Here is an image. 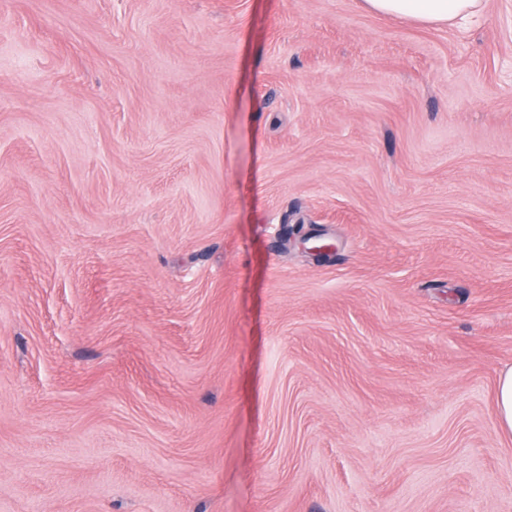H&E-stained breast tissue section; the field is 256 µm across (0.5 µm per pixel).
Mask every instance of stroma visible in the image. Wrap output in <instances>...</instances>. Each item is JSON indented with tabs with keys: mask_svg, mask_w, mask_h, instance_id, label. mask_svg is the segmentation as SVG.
Masks as SVG:
<instances>
[{
	"mask_svg": "<svg viewBox=\"0 0 512 512\" xmlns=\"http://www.w3.org/2000/svg\"><path fill=\"white\" fill-rule=\"evenodd\" d=\"M511 65L512 0H0V512H512ZM374 15L426 26L457 25L482 12L484 0H362ZM495 413L501 434L512 439V367L497 378Z\"/></svg>",
	"mask_w": 512,
	"mask_h": 512,
	"instance_id": "stroma-1",
	"label": "stroma"
}]
</instances>
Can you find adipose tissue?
Returning a JSON list of instances; mask_svg holds the SVG:
<instances>
[{"label": "adipose tissue", "mask_w": 512, "mask_h": 512, "mask_svg": "<svg viewBox=\"0 0 512 512\" xmlns=\"http://www.w3.org/2000/svg\"><path fill=\"white\" fill-rule=\"evenodd\" d=\"M363 3L371 14L435 27L456 25L479 15L484 0H363Z\"/></svg>", "instance_id": "obj_1"}]
</instances>
